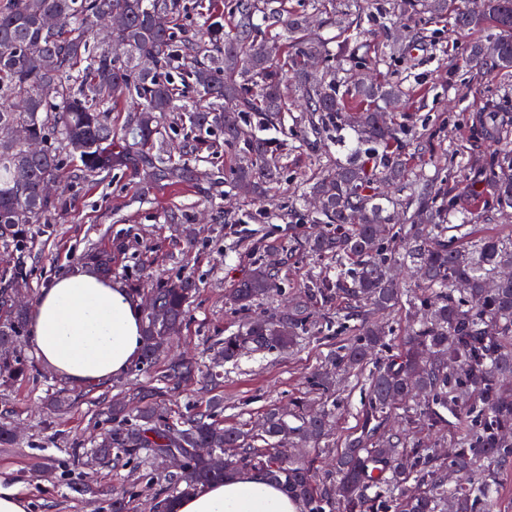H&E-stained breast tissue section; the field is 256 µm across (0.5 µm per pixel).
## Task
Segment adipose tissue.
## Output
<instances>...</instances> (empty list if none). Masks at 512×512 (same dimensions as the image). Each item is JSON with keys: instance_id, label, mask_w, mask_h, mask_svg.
<instances>
[{"instance_id": "ef3b65f1", "label": "adipose tissue", "mask_w": 512, "mask_h": 512, "mask_svg": "<svg viewBox=\"0 0 512 512\" xmlns=\"http://www.w3.org/2000/svg\"><path fill=\"white\" fill-rule=\"evenodd\" d=\"M36 357L62 380L87 385L125 373L137 360L141 315L125 288L90 269L58 276L37 299L30 324ZM172 512H302L299 501L245 471L200 486Z\"/></svg>"}]
</instances>
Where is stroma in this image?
<instances>
[{
  "label": "stroma",
  "mask_w": 512,
  "mask_h": 512,
  "mask_svg": "<svg viewBox=\"0 0 512 512\" xmlns=\"http://www.w3.org/2000/svg\"><path fill=\"white\" fill-rule=\"evenodd\" d=\"M363 38L380 48L393 37L421 40L419 51L408 60L388 66L365 61L358 73L375 80L404 75L416 91L409 111L418 124L435 130L424 141L422 172L430 174L437 163L454 154H471L477 146L470 136L467 117L485 102L499 98L503 111L512 113V73L487 69L485 77L462 76L467 63L463 47L473 41L470 32H456L441 24L420 26L396 18L381 26L372 20L363 24ZM341 156L330 140L313 139L288 154V168L275 197L261 204L246 205L235 192L205 199L223 157L203 154L196 162V184L158 186L143 190L130 172L114 170L91 183L72 176L60 180L57 194L65 203L47 223L32 227L27 265L31 276L23 290L35 300L59 274L82 267L85 253L102 248L112 254L114 283L154 287L157 280L190 277L197 289L188 304L185 324L173 336L163 358L146 368L130 367L118 379L105 382L112 397L127 395L135 384L161 376L170 358L192 357L201 370H208L211 357L224 337L236 333L244 319L264 320L284 312L288 300L317 267L305 249L303 237L295 236V223L278 219L289 203L300 214L312 213L301 199L299 175L324 153ZM177 221H170V214ZM278 270L279 291L271 299L254 303L243 311L226 302L224 295L250 271L258 258ZM335 329L308 335L293 348H277L248 354L220 367L225 423L246 428L273 408H288L294 398H317L309 378L337 346L347 343ZM52 371L23 384L0 386V413H9L23 430L22 441L13 448L0 447V483L16 486L30 502L29 512H109L108 491H131L130 512H147L161 485L141 479L136 460L94 471L84 464L94 437L112 430L110 415L94 396L76 398L66 413L49 415L40 403L48 390L63 388ZM81 485L104 489L99 498L78 493Z\"/></svg>",
  "instance_id": "35a3bbf8"
}]
</instances>
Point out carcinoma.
Instances as JSON below:
<instances>
[{
  "instance_id": "obj_1",
  "label": "carcinoma",
  "mask_w": 512,
  "mask_h": 512,
  "mask_svg": "<svg viewBox=\"0 0 512 512\" xmlns=\"http://www.w3.org/2000/svg\"><path fill=\"white\" fill-rule=\"evenodd\" d=\"M224 0L229 24L212 21L191 31L183 19L185 0H0V385L26 380L34 365L21 354L28 309L9 300L10 286L26 281L30 268L24 252L30 226L43 224L60 210L59 197H46L45 181L64 177L67 161L78 162L80 178L91 181L123 168L146 187L180 186L197 180L193 161L213 144L200 137L214 128L224 132V151L232 163L224 179L257 198L271 195L281 179L286 154L280 145L246 136L250 114L277 125L299 144L321 139L331 130L355 134L344 159L318 160L301 174V184L318 199L312 224L330 230L310 235L308 253L334 264L336 274L311 276L288 312L268 322L246 323L215 359L234 361L254 351L291 347L316 325L331 324L315 305L336 307V328L353 339L336 348L333 369L318 370L312 384L328 390L333 375H349L367 386V405L359 424L339 440L327 441L336 416V397L312 409L300 399L286 412L270 411L264 434L256 437L215 418L220 401L177 418L162 406L169 385L200 373L195 361L171 364L160 383L141 384L130 404L99 397L116 428L105 433L90 456L102 467L125 456L174 452L181 466L147 480L162 482L159 502L166 508L210 482L242 470L263 473L303 512H501L500 480L512 473V235L486 231L498 213L512 208V125L494 99L470 118L471 138L490 147L472 154L464 180L445 174L424 177L413 170L422 141L406 139L413 116L386 123L382 112L407 96L404 80L353 83L349 71L369 56L362 36L348 32L372 20L411 15L419 20L450 17L459 31L492 34L494 66L512 70V0ZM328 15L339 31L335 42L305 28L310 11ZM52 17L54 25L44 24ZM121 19L107 39L92 45L94 26ZM280 28L282 47L268 46L265 34ZM411 44L394 40L375 64L410 55ZM125 88L128 108L114 99ZM304 107L285 124L294 99ZM123 112L122 122L112 113ZM188 119L196 135L187 138L185 158L166 154V127L175 115ZM18 126L43 143L33 154L14 134ZM396 186L398 196H381L380 182ZM402 209L407 223L393 222ZM103 275L112 276V255L86 254ZM418 268L417 287L399 285L392 268ZM273 268L260 262L229 290V302L246 308L274 295ZM196 289L189 278L160 281L152 294L155 307L143 312L142 364L149 366L170 338V329L186 321ZM424 305L430 316L410 328L400 352L382 359L392 330L375 316L403 304ZM354 324H349V321ZM71 395L53 392L47 410L69 406ZM402 406L405 426L388 425L390 412ZM448 430L451 451L443 458L422 446L415 424ZM302 457L288 454L297 445ZM199 448L223 455L217 463ZM336 452L335 467L319 459ZM459 481L448 485V471Z\"/></svg>"
}]
</instances>
